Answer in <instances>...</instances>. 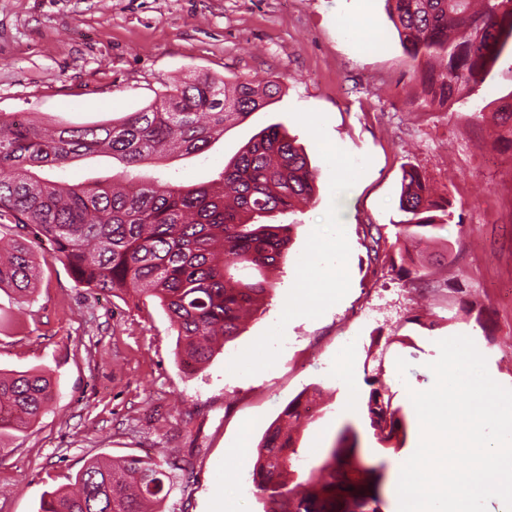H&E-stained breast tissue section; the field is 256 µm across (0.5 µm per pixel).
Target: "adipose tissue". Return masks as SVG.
Segmentation results:
<instances>
[{"label": "adipose tissue", "instance_id": "1", "mask_svg": "<svg viewBox=\"0 0 512 512\" xmlns=\"http://www.w3.org/2000/svg\"><path fill=\"white\" fill-rule=\"evenodd\" d=\"M342 232L332 225L317 226L311 252L300 262L304 286L288 301L292 314L319 313L324 303L334 300L344 284L346 258L341 249Z\"/></svg>", "mask_w": 512, "mask_h": 512}]
</instances>
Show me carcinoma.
Segmentation results:
<instances>
[{"label":"carcinoma","mask_w":512,"mask_h":512,"mask_svg":"<svg viewBox=\"0 0 512 512\" xmlns=\"http://www.w3.org/2000/svg\"><path fill=\"white\" fill-rule=\"evenodd\" d=\"M401 45L413 60L439 64L426 75L431 100L448 101L482 85L504 55H512V0H387ZM278 80L243 79L232 86L198 75L164 86L148 107L118 122L47 129L0 114V219L33 239L0 236V288L33 293L36 249L64 260L75 282L101 292L133 291L157 299L182 342L184 363L209 362L219 342L239 335L243 319L264 306L285 258L286 216L309 201L317 169L283 125L255 134L224 162L217 178L199 184L131 177L117 183L70 184L49 173L108 156L124 169L199 154L226 128L266 107ZM498 136L512 144V102L496 111ZM396 240L426 246L451 222L452 203L434 196L419 173L404 171ZM365 237L377 269L395 267L379 225ZM415 288L430 281L424 267H400ZM370 427L388 442L403 431L388 387L369 382ZM52 399L44 372L0 375V454L6 431L38 419ZM169 463L137 456L91 461L73 487L47 491L41 512H148L170 490ZM382 473L358 456V435L344 426L326 460L305 468L293 435L269 430L252 473L264 512H381Z\"/></svg>","instance_id":"cac0c4a2"}]
</instances>
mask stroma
<instances>
[{
  "label": "stroma",
  "instance_id": "obj_1",
  "mask_svg": "<svg viewBox=\"0 0 512 512\" xmlns=\"http://www.w3.org/2000/svg\"><path fill=\"white\" fill-rule=\"evenodd\" d=\"M209 74L279 79L278 100L228 127L211 148L147 175L181 183L212 179L262 128L279 123L318 169L317 191L291 219L288 253L266 312L191 371L157 299L77 287L68 267L40 263L35 291L0 290V372L48 371V411L7 440L0 457V512H40L46 491L75 480L94 458L168 462L172 483L160 512H224L252 494L257 446L288 402L313 401L295 438L321 464L338 431L358 433L361 452L383 467L382 512H392L396 476L418 443L411 389L430 388L439 340L466 335L494 380L512 388V149L494 114L512 94V59L498 63L468 103L431 102L385 0H0V113L81 126L151 104L164 85ZM415 168L454 204L442 235L452 250L428 290L399 270L377 275L364 230L395 235L402 174ZM321 224L340 225L348 286L316 316H285L302 285L299 265ZM487 309L485 338L469 303ZM271 358L260 375L230 359ZM353 384L338 380L343 361ZM379 376L399 407L405 438L380 442L364 413H348ZM245 453L232 484L226 449Z\"/></svg>",
  "mask_w": 512,
  "mask_h": 512
}]
</instances>
